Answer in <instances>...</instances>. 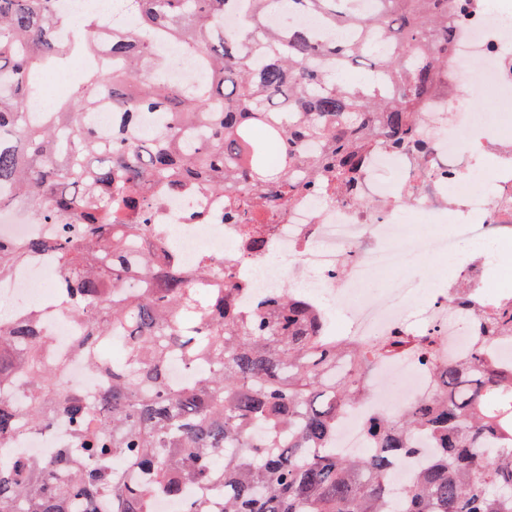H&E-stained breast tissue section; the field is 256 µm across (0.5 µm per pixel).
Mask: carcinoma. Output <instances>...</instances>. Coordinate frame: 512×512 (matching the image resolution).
<instances>
[{
  "mask_svg": "<svg viewBox=\"0 0 512 512\" xmlns=\"http://www.w3.org/2000/svg\"><path fill=\"white\" fill-rule=\"evenodd\" d=\"M60 0H0V208L25 202L48 239L0 238V280L42 255L58 263L59 305L82 325L72 355L110 378L96 397L45 357L35 309L0 315V444L70 425L51 460L0 457V512H512V368L481 350L433 364L438 393L371 426V451L343 457L336 423L380 353L346 349L314 306L284 288L242 312L240 285L199 288L151 224L156 195H230L240 245L264 248L262 211L312 186L349 185L365 156L417 134L418 99L448 89V0H124L133 24ZM313 14L327 31L275 28ZM70 37L61 42L57 32ZM178 40L205 72L168 84L153 44ZM87 60L54 111L26 118L41 70ZM369 81L337 79L361 60ZM116 115L102 135L87 115ZM512 331V307L487 317ZM123 355L108 357L109 340ZM205 366L185 385L169 363ZM427 442L434 460L403 491L391 473ZM198 494L190 497L189 489Z\"/></svg>",
  "mask_w": 512,
  "mask_h": 512,
  "instance_id": "carcinoma-1",
  "label": "carcinoma"
}]
</instances>
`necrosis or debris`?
<instances>
[{"label": "necrosis or debris", "instance_id": "1", "mask_svg": "<svg viewBox=\"0 0 512 512\" xmlns=\"http://www.w3.org/2000/svg\"><path fill=\"white\" fill-rule=\"evenodd\" d=\"M490 88L498 101L499 123L483 125L466 100V90ZM421 147L383 149L367 157L356 186L332 195L300 194L265 223L270 249L259 257L242 253L238 231L226 216L227 197L200 192L168 199L153 223L177 227L169 244L186 269L206 262L231 271L247 290L240 306L283 287L307 294L319 307L331 334L351 346H375L389 337L437 339V361L468 356L473 349L512 362V340L483 331V316L512 302V259H502L490 281L478 254L455 274L421 296L407 270L413 253L444 255L455 239L482 241L512 237V7L496 11L467 9L448 57V90L423 97L419 104ZM491 182L493 192L478 189ZM412 205L418 220L438 225L437 236L414 240L403 227V207ZM206 223H198V215ZM55 225L32 221L24 205L0 211V237L49 238ZM55 262L47 257L0 281V300L21 309L43 306L42 327L55 354H70L67 384L99 393L103 379L72 356L80 322L53 305L50 278ZM390 276L381 296L360 294L363 284ZM432 360L413 351L379 359L366 389L340 416L336 451L357 455L370 446L367 426L381 414L396 415L434 392ZM64 422L11 440L7 454L52 457L70 444Z\"/></svg>", "mask_w": 512, "mask_h": 512}]
</instances>
